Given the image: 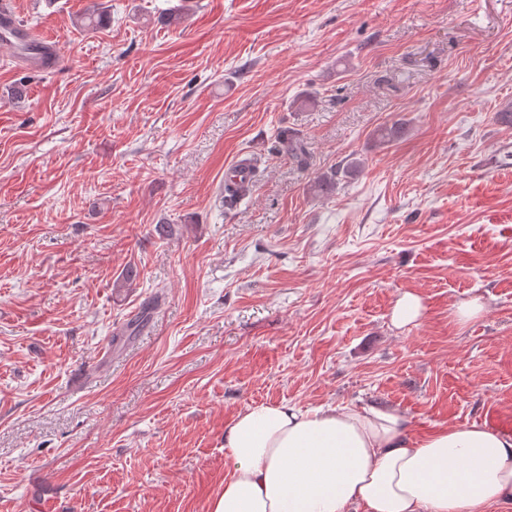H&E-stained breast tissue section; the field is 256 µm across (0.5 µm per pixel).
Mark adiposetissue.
I'll return each instance as SVG.
<instances>
[{
  "instance_id": "obj_1",
  "label": "adipose tissue",
  "mask_w": 512,
  "mask_h": 512,
  "mask_svg": "<svg viewBox=\"0 0 512 512\" xmlns=\"http://www.w3.org/2000/svg\"><path fill=\"white\" fill-rule=\"evenodd\" d=\"M232 472L211 512H483L512 502V432L410 436L395 408H246L224 429Z\"/></svg>"
}]
</instances>
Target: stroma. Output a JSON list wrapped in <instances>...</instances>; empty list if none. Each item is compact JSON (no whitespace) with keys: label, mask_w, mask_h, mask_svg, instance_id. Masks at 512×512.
Segmentation results:
<instances>
[{"label":"stroma","mask_w":512,"mask_h":512,"mask_svg":"<svg viewBox=\"0 0 512 512\" xmlns=\"http://www.w3.org/2000/svg\"><path fill=\"white\" fill-rule=\"evenodd\" d=\"M11 2L57 57L0 43V512H210L257 404L512 411V0ZM252 170L244 160L236 161L224 172V190H232L242 182H249L252 179ZM251 183L239 186L238 198L245 197L250 192ZM360 165V162L357 160H351L347 162L346 165H343L342 168L335 170L330 173V175L319 176L315 178L311 187L314 191L321 195H328L332 193L336 188V180L338 176H347V174H351L355 169H357ZM424 305L420 296L412 293H405L400 296L393 308L392 324L401 328L417 321L423 313Z\"/></svg>","instance_id":"stroma-1"}]
</instances>
